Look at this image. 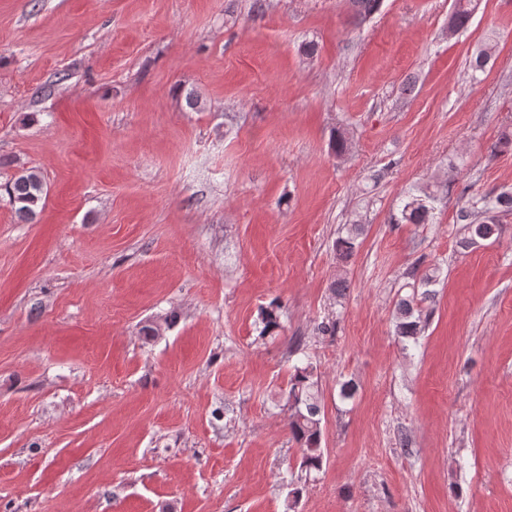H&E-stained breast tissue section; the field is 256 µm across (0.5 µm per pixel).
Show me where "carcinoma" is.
Returning a JSON list of instances; mask_svg holds the SVG:
<instances>
[{"label":"carcinoma","instance_id":"cac0c4a2","mask_svg":"<svg viewBox=\"0 0 512 512\" xmlns=\"http://www.w3.org/2000/svg\"><path fill=\"white\" fill-rule=\"evenodd\" d=\"M356 20L363 22L379 11L382 0H351ZM477 6V0H454L448 19V29L458 33L467 28ZM9 204L18 217L30 221L46 195L41 176L33 170L22 169L5 185ZM435 195L431 192L409 191L401 199L400 221L405 224H430L434 219ZM500 212H512V192L496 195H479L468 198L461 206L458 219L466 223L468 242L498 237L503 225L495 218ZM362 225L349 224L345 232L334 242L337 259L349 261L358 247ZM442 275L438 266L428 267L422 272H413L412 281L405 284L409 293L399 300L395 322V335L401 338L405 348L415 349L420 344L424 323L429 314L423 312L421 303L432 298L431 286L437 284ZM262 335H271L281 328L279 314L273 307L262 312ZM288 430L301 452L300 467L307 473L323 468L325 453L322 448L321 400L317 382L314 381V366L308 360H300L292 366L287 391Z\"/></svg>","mask_w":512,"mask_h":512}]
</instances>
